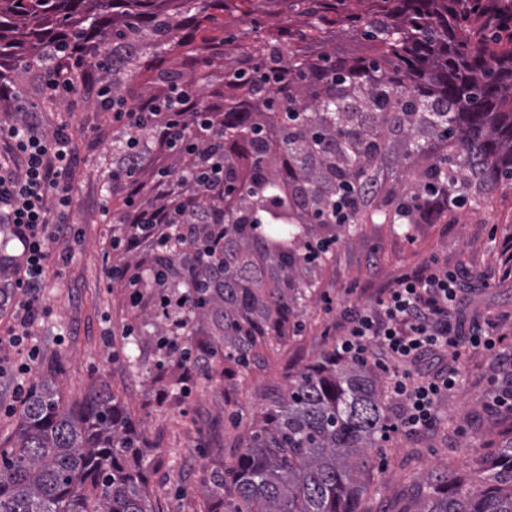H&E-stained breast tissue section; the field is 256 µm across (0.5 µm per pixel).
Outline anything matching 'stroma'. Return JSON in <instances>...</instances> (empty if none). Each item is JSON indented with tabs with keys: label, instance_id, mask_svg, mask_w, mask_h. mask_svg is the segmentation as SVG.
I'll use <instances>...</instances> for the list:
<instances>
[{
	"label": "stroma",
	"instance_id": "35a3bbf8",
	"mask_svg": "<svg viewBox=\"0 0 512 512\" xmlns=\"http://www.w3.org/2000/svg\"><path fill=\"white\" fill-rule=\"evenodd\" d=\"M43 123L66 124L73 134L80 157L72 175L74 218L82 237L73 260L47 273V313L33 326L40 354L32 373L58 366L57 390L66 403L81 400L97 382L109 385L147 447L154 512H205L213 467L231 463L246 433L299 369L335 344L345 309L367 303L399 275L434 258L473 273L461 315L469 322L494 319L505 338L497 354L472 349L462 355L464 383L441 401L431 428L401 433L375 449L373 492L359 508L412 512L418 475L467 473V458L491 453L512 435V414L494 404L496 383L512 371V278L500 276L496 249L499 240L512 237V190L498 192L480 209L458 212L451 224H366L340 236L318 275V297L302 317L301 332L262 346L244 376L228 374L214 390L192 387L160 400L152 340L144 338L142 364L133 366L129 335L137 322L125 289L113 287L107 275L112 227L102 216L100 191L108 170L100 160L112 115L80 102L71 113H44ZM20 359L15 349L0 346V439L16 426V414L2 407L13 399Z\"/></svg>",
	"mask_w": 512,
	"mask_h": 512
}]
</instances>
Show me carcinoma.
<instances>
[{"mask_svg":"<svg viewBox=\"0 0 512 512\" xmlns=\"http://www.w3.org/2000/svg\"><path fill=\"white\" fill-rule=\"evenodd\" d=\"M0 0V112L56 108L34 76L78 58L74 96L112 126L101 188L140 336L167 386L249 368L301 330L336 231L446 224L512 189V38L472 0ZM347 30L361 55L328 44ZM191 95L169 138L173 102ZM38 377L0 448V512H154L143 443L103 383L66 405ZM384 384L331 349L300 369L205 491L207 512H359ZM476 488L418 477L414 512H512V437ZM230 480L233 498L224 495Z\"/></svg>","mask_w":512,"mask_h":512,"instance_id":"obj_1","label":"carcinoma"}]
</instances>
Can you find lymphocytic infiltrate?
Segmentation results:
<instances>
[{
    "label": "lymphocytic infiltrate",
    "mask_w": 512,
    "mask_h": 512,
    "mask_svg": "<svg viewBox=\"0 0 512 512\" xmlns=\"http://www.w3.org/2000/svg\"><path fill=\"white\" fill-rule=\"evenodd\" d=\"M78 156L66 126L45 130L38 110L19 118H0V281L12 285L6 314L12 324L9 342L27 350L17 367L14 391L22 402L24 377L39 350L30 327L41 311L44 273L51 260L71 261L81 232L71 220L75 201L72 172ZM463 274L431 260L404 273L396 287L376 292L351 311L336 340V355L370 361L387 375V395L400 404L391 431L431 426L439 401L460 383L455 367L412 377L411 368L445 354L496 352L503 342L494 321L468 324L456 312L463 299Z\"/></svg>",
    "instance_id": "obj_1"
}]
</instances>
